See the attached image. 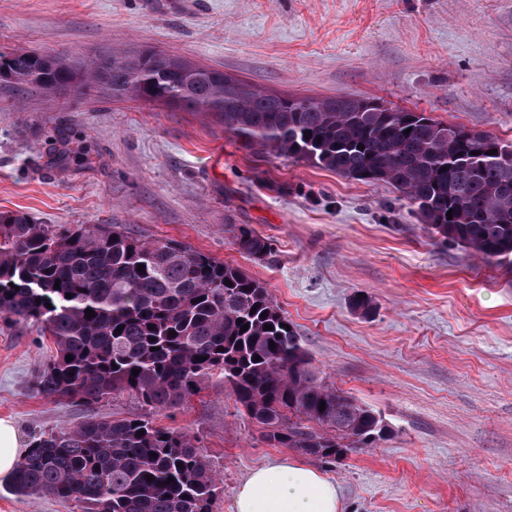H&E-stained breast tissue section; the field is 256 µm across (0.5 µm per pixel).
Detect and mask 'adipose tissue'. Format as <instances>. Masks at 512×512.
Returning <instances> with one entry per match:
<instances>
[{"instance_id": "ef3b65f1", "label": "adipose tissue", "mask_w": 512, "mask_h": 512, "mask_svg": "<svg viewBox=\"0 0 512 512\" xmlns=\"http://www.w3.org/2000/svg\"><path fill=\"white\" fill-rule=\"evenodd\" d=\"M336 483L295 459L253 469L238 487L231 512H340Z\"/></svg>"}]
</instances>
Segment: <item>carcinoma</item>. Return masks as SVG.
Wrapping results in <instances>:
<instances>
[{"label": "carcinoma", "instance_id": "carcinoma-1", "mask_svg": "<svg viewBox=\"0 0 512 512\" xmlns=\"http://www.w3.org/2000/svg\"><path fill=\"white\" fill-rule=\"evenodd\" d=\"M0 84L203 112L247 148L385 182L443 241L512 264V158L488 132L411 110L362 112V98L264 91L153 49L90 59L0 52ZM451 127L463 137H448ZM492 149L497 153L488 154ZM224 232L242 254L263 260L272 253L249 224H226ZM18 323L37 326L53 342L35 381L47 397L92 404L127 394L170 411L216 378L275 448L334 464L387 434L373 410L319 376L264 283L174 240L133 237L112 224L61 231L0 211V325ZM11 487L22 496L79 502L84 512H213L217 496L197 441L142 416H92L65 431L33 434Z\"/></svg>", "mask_w": 512, "mask_h": 512}]
</instances>
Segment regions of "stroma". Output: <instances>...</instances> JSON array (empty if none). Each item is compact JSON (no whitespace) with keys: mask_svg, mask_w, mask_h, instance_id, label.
I'll return each instance as SVG.
<instances>
[{"mask_svg":"<svg viewBox=\"0 0 512 512\" xmlns=\"http://www.w3.org/2000/svg\"><path fill=\"white\" fill-rule=\"evenodd\" d=\"M151 47L286 94L368 97L512 145V0H0V52L91 57ZM118 224L263 282L327 383L380 414L385 439L316 467L341 512H512V266L439 240L389 184L242 148L210 118L140 101L0 87V211ZM248 224L270 257L225 234ZM368 312L352 307L357 296ZM53 346L0 327V417L22 435L147 416L196 437L222 483L299 458L268 445L222 381L172 413L34 387ZM0 512H81L20 497ZM224 232L229 234L236 249L247 256L264 260L272 253V245L268 239L259 234L248 224H228Z\"/></svg>","mask_w":512,"mask_h":512,"instance_id":"35a3bbf8","label":"stroma"}]
</instances>
